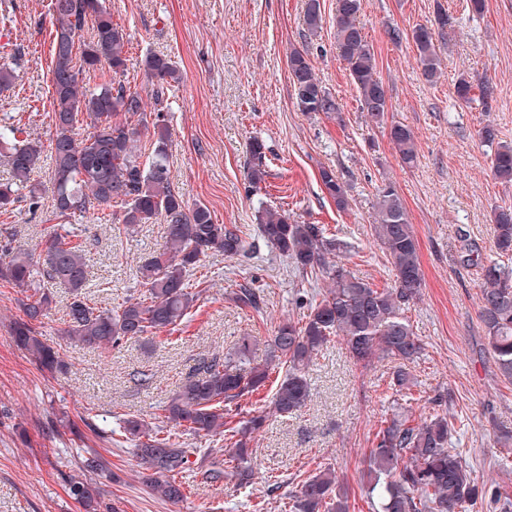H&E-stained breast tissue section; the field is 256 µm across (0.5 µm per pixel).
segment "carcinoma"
<instances>
[{
    "label": "carcinoma",
    "mask_w": 512,
    "mask_h": 512,
    "mask_svg": "<svg viewBox=\"0 0 512 512\" xmlns=\"http://www.w3.org/2000/svg\"><path fill=\"white\" fill-rule=\"evenodd\" d=\"M362 0H336L333 21L336 51L346 63L360 110L369 122L385 123L389 112L387 91L377 75L375 53L359 17ZM53 38L51 89L54 133L49 144L37 138L19 139L22 129L0 124V159L11 169L12 179L0 182V209L8 210L18 191L28 190L38 203L36 189L28 187L31 173L49 152L52 168L53 211L70 221L90 211L105 210L117 203L112 214L117 224L131 230L138 224H166L163 243L142 258L137 266L139 296L115 307L102 308L86 295L90 269L85 245L69 234L53 231L39 255L14 249L7 241L0 246V280L25 292L20 300L23 317L14 321L15 344L26 351L44 371L62 367L60 350L45 343L37 325L52 310L54 295L44 290L51 284L67 290L66 343L82 349L118 347L130 340L170 332L182 325L200 300L192 290L190 273L208 255L233 258L245 252V241L234 227L216 224L204 204L189 206L175 191L169 164V134L162 113L147 121L145 102L138 91L115 81L125 70L127 33L112 21L104 0H50ZM92 23L90 40L76 47V38ZM306 31L322 29L319 0H306ZM455 19L437 7L434 26L418 25L411 32L416 61L426 81L434 83L441 73L438 38L448 34ZM154 79L153 96L163 100L171 83L178 80L170 57L150 53L142 60ZM290 83L295 106L304 113L332 115L340 111L336 97L313 71L307 50L294 48L288 55ZM100 78L90 84L88 79ZM153 127L150 155L141 160L140 127ZM481 141L496 145L491 158L495 179L512 182V144L496 141V129L486 124ZM389 139L406 168L418 162L416 135L403 123H394ZM266 146L255 138L249 153L252 164L247 179L259 189L267 176ZM322 184L345 209L349 198L344 184L328 169L321 171ZM374 241L385 252L392 268L393 284L375 288L356 275L341 260L351 245L328 234L323 224H300L286 211L263 205L258 208L259 232L267 245L287 257L299 273L313 275L327 287L298 298L307 314L274 326L266 358H253L251 337L241 336L224 355L200 356L174 395L162 406L163 418L181 433L193 437L221 436L225 447L199 462L201 480L212 486L246 489L259 479L253 441L269 418L294 417L311 395L309 369L313 360L338 336L357 362L368 366L391 359L413 362L421 342L405 315L420 299L424 275L420 245L410 224L395 183L384 181L376 190ZM494 248L500 257H512V207L497 206ZM467 264L479 269L481 288L478 320L485 334L486 353L498 375L512 382V267L469 249ZM234 302L255 312L263 310L264 298L256 289L242 285ZM275 369L284 371L269 405L246 413L230 426L232 407L258 391ZM395 393L410 401L411 375L403 368L393 372ZM121 433L136 441L135 463L155 494L177 504L185 498L183 474L196 449L148 426L136 416L122 419ZM452 423L448 412H436L413 422L400 411L381 421L373 448L366 459V496L371 512H469L481 502L497 512H512V492L503 485H485L473 476L462 453L450 447ZM503 456L502 468H512V431L497 436ZM110 462L98 451L83 457L69 475L70 496L84 512H98L102 495L99 478H111ZM291 512H349L348 495L336 471L320 470L303 480L291 495Z\"/></svg>",
    "instance_id": "carcinoma-1"
}]
</instances>
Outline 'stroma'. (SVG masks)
Listing matches in <instances>:
<instances>
[{"mask_svg":"<svg viewBox=\"0 0 512 512\" xmlns=\"http://www.w3.org/2000/svg\"><path fill=\"white\" fill-rule=\"evenodd\" d=\"M50 0H0V58L20 54L17 76L0 89V121L27 128L48 141L51 22ZM306 0H107L112 19L126 31L124 83L147 101L148 113L163 112L170 128L173 186L187 204H206L215 223L236 226L244 255L205 257L190 275L202 289L188 323L169 338L132 340L110 351L62 347L66 322L64 289L38 330L63 349L60 371H41L14 343L19 292L0 281V512H82L69 494L68 476L87 449L112 463L117 481L104 501L121 512H289L290 496L317 468H335L349 494L350 512H370L363 471L379 421L390 414L393 362L355 363L334 340L311 369L312 400L300 415L270 420L253 443L263 475L250 489L214 488L190 478L186 498L171 504L153 494L132 465L130 443L110 433L128 416L173 432L159 415L164 402L200 355L224 353L238 337H253L255 358L264 360L276 322L302 317L294 304L298 290H319L323 281L303 278L289 260L268 246L257 231L259 204L287 211L295 220L325 225L352 243L345 261L374 287H390L391 266L374 241L376 189L396 183L420 243L424 288L408 310L423 351L408 370L417 384L412 417L428 416L441 399L452 427V445L463 453L481 481L512 486V471L494 461V431L512 428V383L497 378L483 352L477 319L480 279L464 263L468 245L482 255L493 250L490 222L496 206H512V183L490 173L488 146L479 131L493 124L500 140L512 142V0H486L483 14L469 0H362L359 20L372 45L377 72L389 97L385 124L373 125L359 108L345 62L338 57L333 18L336 0H320L323 27L305 38ZM456 20L439 40L442 75L427 82L406 35L432 24L437 8ZM400 29L403 40L388 37ZM307 49L318 78L340 105L338 114L306 115L294 105L288 72L292 48ZM171 57L179 79L162 106L152 104V84L141 65L145 55ZM489 81L490 106L462 104L455 94L460 74ZM401 122L417 137L418 163L402 167L387 136ZM267 147L268 176L260 191L246 179L252 139ZM333 170L348 190L349 206L338 209L321 182ZM51 160L31 175L42 195L38 208L19 197L0 212V234L13 246L39 252L56 229L52 213ZM86 245L92 274L89 295L111 307L137 297V265L164 240L161 223L128 231L97 211L71 224ZM261 290L266 310L236 306L232 294L242 284ZM149 369L150 386L140 387L131 372Z\"/></svg>","mask_w":512,"mask_h":512,"instance_id":"1","label":"stroma"}]
</instances>
